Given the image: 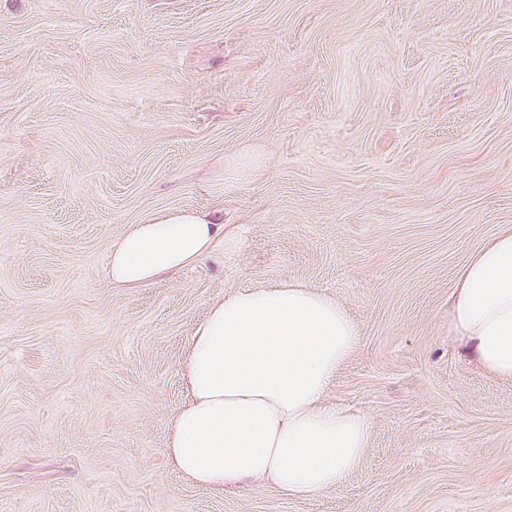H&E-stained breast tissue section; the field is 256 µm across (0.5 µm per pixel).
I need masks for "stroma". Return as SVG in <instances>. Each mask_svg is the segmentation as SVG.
<instances>
[{"instance_id": "35a3bbf8", "label": "stroma", "mask_w": 512, "mask_h": 512, "mask_svg": "<svg viewBox=\"0 0 512 512\" xmlns=\"http://www.w3.org/2000/svg\"><path fill=\"white\" fill-rule=\"evenodd\" d=\"M174 210L203 263L112 285ZM512 225V0H0V512H512V382L448 343ZM288 282L360 340L327 391L362 461L309 497L166 451L208 304ZM224 238V224L181 210L131 224L111 244L107 275L118 285H139L170 270L195 266Z\"/></svg>"}]
</instances>
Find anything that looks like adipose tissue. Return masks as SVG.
I'll return each mask as SVG.
<instances>
[{
	"instance_id": "ef3b65f1",
	"label": "adipose tissue",
	"mask_w": 512,
	"mask_h": 512,
	"mask_svg": "<svg viewBox=\"0 0 512 512\" xmlns=\"http://www.w3.org/2000/svg\"><path fill=\"white\" fill-rule=\"evenodd\" d=\"M223 237V224L196 211L132 224L112 242L107 274L118 285L147 283L205 261ZM448 334L484 374L512 381V226L459 269ZM358 338L335 299L300 285L212 301L180 360L187 399L169 422L172 465L197 485L261 476L291 496L343 484L369 425L325 393Z\"/></svg>"
}]
</instances>
